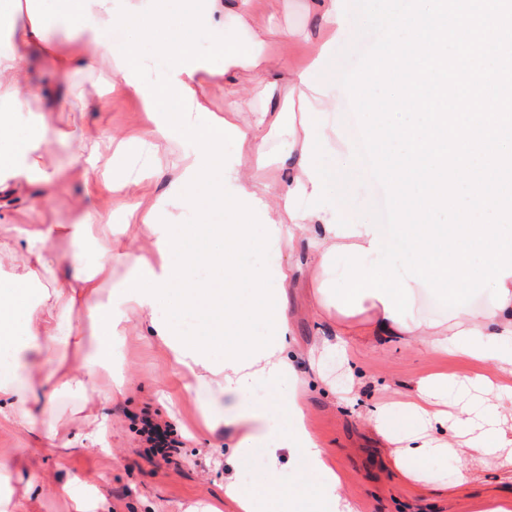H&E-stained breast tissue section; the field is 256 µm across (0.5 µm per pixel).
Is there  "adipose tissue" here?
<instances>
[{
  "label": "adipose tissue",
  "mask_w": 512,
  "mask_h": 512,
  "mask_svg": "<svg viewBox=\"0 0 512 512\" xmlns=\"http://www.w3.org/2000/svg\"><path fill=\"white\" fill-rule=\"evenodd\" d=\"M43 2L0 0V97L10 102L0 109V185L35 176L51 195L73 168L82 170L90 199L104 189L123 193L131 183L126 153L113 150V136L106 131L72 130L66 135L73 148L69 168L46 166L45 149L55 131L28 109L35 95L28 65L34 55L65 88L53 99V111L70 108L75 75L94 74L100 60L109 59L119 68L124 91L147 112L157 140L192 128L197 143L175 165V212L129 209L130 217L152 227L156 260L120 245L129 224L113 227L92 202L72 223L17 228L7 251L27 272L0 282V351L8 355L0 370V404L9 405L10 419L29 429L37 416L52 413L56 394H71L90 406L110 399L111 390L100 381L112 375V341L122 335L129 314L138 313L149 317L160 343L191 374L189 387L203 415H212L219 400L227 401L226 421L237 428L234 465L248 468L250 449L263 450L265 464L250 483L224 485L225 498L238 512H357L342 497L340 479L307 426V380L286 354L288 299L273 286L288 279L287 267L273 263V255L292 247L310 227L319 229L311 242L318 284L328 278L320 269L327 251L370 241L365 227L343 223L331 177L320 162L332 133L313 114L326 110L330 92L316 100L314 112L290 121L281 112L243 119L244 107L236 100L219 117L205 105L209 83L247 69L266 90L277 86L262 40L244 49L217 40L225 20L222 0H180L179 26L171 23L166 0H57L51 12ZM116 24L154 44L156 56L166 61L160 76L151 77V61L132 48L113 47L110 33ZM59 26L67 28L73 44L66 54L49 42ZM201 35L214 37L221 67L194 51ZM283 122L288 151L299 159L284 190L244 172L248 165L259 171L272 164L265 138ZM228 139L236 144L230 155L224 152ZM211 210L229 211L237 221L207 223ZM91 238L98 258L88 265L80 250ZM217 239L224 248L211 251L209 244ZM59 242L72 247L73 274L65 282L54 251ZM116 264L127 267L128 276L105 291ZM58 283L65 285L69 304L85 308L88 337L33 302V285ZM504 286L509 294L502 308L467 307L454 319L418 317L406 327L390 318L379 298L364 297L371 312L368 335L407 340L425 352L476 366L464 376L418 378L406 400L382 401L371 409L369 424L392 449L404 478L417 480L431 457L448 452L470 457L502 452L512 465V276ZM261 385L270 397H256ZM450 401L457 408L452 416L444 410ZM284 450L300 481L283 475Z\"/></svg>",
  "instance_id": "obj_1"
}]
</instances>
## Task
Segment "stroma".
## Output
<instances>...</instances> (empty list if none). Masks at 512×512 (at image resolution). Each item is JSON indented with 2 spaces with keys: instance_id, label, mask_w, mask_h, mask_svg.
Returning <instances> with one entry per match:
<instances>
[{
  "instance_id": "stroma-1",
  "label": "stroma",
  "mask_w": 512,
  "mask_h": 512,
  "mask_svg": "<svg viewBox=\"0 0 512 512\" xmlns=\"http://www.w3.org/2000/svg\"><path fill=\"white\" fill-rule=\"evenodd\" d=\"M225 39L244 45L252 35L266 43L278 87L273 95L260 93L254 75L239 71L206 87V104L223 115L230 99L244 103L246 112L280 111L288 98L294 74L312 70L314 83L333 89L336 106L319 113L325 126L336 129L342 149L326 152L324 167L335 178L340 214L344 222L362 221L376 205L375 182L366 168L353 167L356 141L350 135L345 106L346 90L335 80L337 70L353 65L356 55L371 43L347 22L336 36L321 25L316 0H258L248 28H238L234 4H225ZM328 43L322 63H315L314 49ZM44 121L54 129L82 127L93 132L109 130L119 138L153 142L152 125L135 98L112 94L103 109L82 111L73 104L64 112H47ZM173 179L170 167L157 169L150 180L132 187L128 194L99 196L96 203L108 214L124 213L135 202L168 206L165 194ZM85 194L84 181L74 173L51 197L38 182H20L0 192V243H9L15 227L24 224H67ZM279 260L289 266L285 290L288 318L298 370L311 383L307 387L308 425L326 450L341 479V493L358 512H478L480 502L504 492L508 483L500 458L474 459L439 456L430 460L423 484L400 478L387 464V449L369 427L368 409L385 396L399 397L411 381L440 372L465 373L466 364L446 356L421 352L411 342H392L364 335L369 312L348 317L316 314L313 308L311 271L313 259L306 238L293 249L282 250ZM352 329L347 352L325 355L311 366L306 353L322 337H334L337 327ZM121 383L113 387L109 401L96 408L112 423L110 450L89 447L92 423L80 412L79 399L59 394L53 399L55 414L40 418L36 432H28L10 420H0V497L22 501L26 512H69L60 488L75 479L97 485V512H231L224 503V483L247 480L249 472L235 470L230 462L233 430L223 422H205L195 395L187 393L177 368L164 347L151 334L147 318L132 316L118 341ZM364 375L350 400L337 401L333 387L342 385L347 364ZM150 414L174 425L182 441L178 468L145 460L136 431V419ZM473 478L460 483L462 470Z\"/></svg>"
}]
</instances>
